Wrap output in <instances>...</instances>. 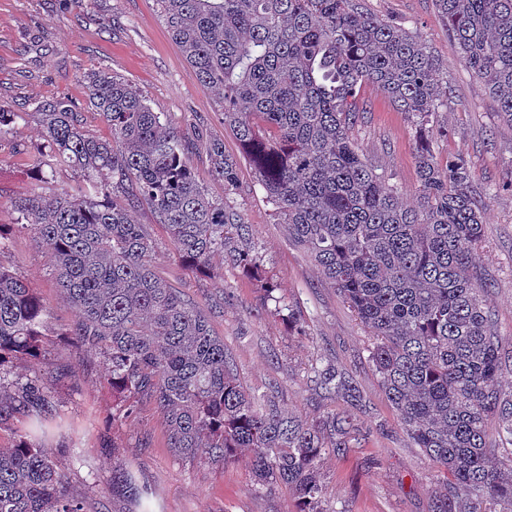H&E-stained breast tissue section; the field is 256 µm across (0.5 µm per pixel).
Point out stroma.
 Instances as JSON below:
<instances>
[{"label":"stroma","mask_w":512,"mask_h":512,"mask_svg":"<svg viewBox=\"0 0 512 512\" xmlns=\"http://www.w3.org/2000/svg\"><path fill=\"white\" fill-rule=\"evenodd\" d=\"M378 16L415 31L448 75L447 109L438 114L432 141L436 157L468 159L487 209L485 246L477 269L487 284L485 297L504 350L512 349V128L481 80L460 62L448 27L434 0H359ZM107 71L129 80L153 111L180 131L204 124L223 139L226 153L239 157L238 186L225 190L213 180L205 141L194 142L189 161L213 196L224 199L251 229V244L275 284L266 295L239 268L214 261L208 273L187 270L163 225L149 208H133L157 244L156 269L187 299L210 316L244 385L256 398L276 393L283 410L318 427L328 416L345 414L356 425L347 455H327L321 472L327 487L326 512H434L440 483L430 462L416 448L388 402L368 360L370 336L309 255L278 224L248 160L225 128L223 97L201 84L193 67L171 40L155 0H0V108L17 113L11 131L0 137V225L10 229L0 248V266L35 289L46 306L49 334L44 358L19 363L13 376L42 375L58 415L41 444L65 474L69 490L84 501L85 512H130L112 494V472L134 470L152 493V512H296L291 490L257 488L251 455L242 451L225 465L203 457L185 461L167 447L166 423L153 406L122 424L112 422L114 401L105 382L102 356L75 349L59 329L76 318L57 286L49 254L32 232L17 227L12 202L39 191L53 194L73 187L81 176L58 168L49 182L34 180L28 158L42 148L36 100H70L84 129L106 137L110 131L89 104L87 74ZM366 110L351 136L377 173L407 196L416 193L417 135L390 99L364 87ZM291 306L299 327L274 315L276 303ZM343 377L349 392L325 390L315 369ZM118 453H111V446Z\"/></svg>","instance_id":"35a3bbf8"}]
</instances>
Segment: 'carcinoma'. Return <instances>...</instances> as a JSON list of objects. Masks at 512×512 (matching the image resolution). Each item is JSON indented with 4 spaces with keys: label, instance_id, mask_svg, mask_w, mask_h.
<instances>
[{
    "label": "carcinoma",
    "instance_id": "obj_1",
    "mask_svg": "<svg viewBox=\"0 0 512 512\" xmlns=\"http://www.w3.org/2000/svg\"><path fill=\"white\" fill-rule=\"evenodd\" d=\"M464 65L512 124V0H435ZM172 39L199 81L222 91L223 123L275 207L288 237L337 288L372 336L369 358L407 435L450 491L435 512H512V456L499 458L486 424L512 444V389L500 388L502 339L479 282L485 208L462 155L431 150L434 119L448 107V77L420 37L362 10L356 0H157ZM90 104L110 128L84 130L65 98L38 101L43 150L32 160L82 175L74 190L12 202L21 228L54 259L56 282L77 310L65 331L106 361L112 422L148 401L163 416L168 448L225 465L252 454L254 484L284 485L297 512H327L324 456L350 447L355 424L333 416L315 429L257 399L234 373L209 318L162 277L156 242L131 209L145 204L184 265L223 260L253 277L249 225L212 196L187 158L186 137L139 92L109 72L88 77ZM377 87L415 126L418 205L376 173L349 135L364 85ZM211 174L237 188L238 161L206 142ZM45 308L17 273L0 266V428L18 418L35 431L0 448V512H84L42 449L57 415L40 376L11 378L40 357ZM112 489L146 494L132 471Z\"/></svg>",
    "mask_w": 512,
    "mask_h": 512
}]
</instances>
